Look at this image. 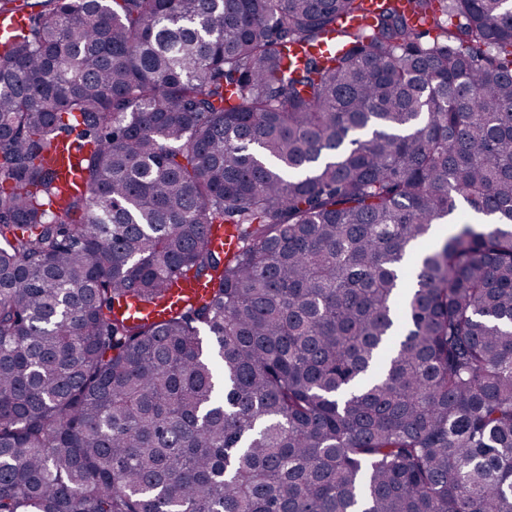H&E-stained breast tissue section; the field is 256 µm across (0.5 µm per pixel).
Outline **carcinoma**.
Returning a JSON list of instances; mask_svg holds the SVG:
<instances>
[{
  "mask_svg": "<svg viewBox=\"0 0 512 512\" xmlns=\"http://www.w3.org/2000/svg\"><path fill=\"white\" fill-rule=\"evenodd\" d=\"M364 2L0 0V512H512V0Z\"/></svg>",
  "mask_w": 512,
  "mask_h": 512,
  "instance_id": "1",
  "label": "carcinoma"
}]
</instances>
